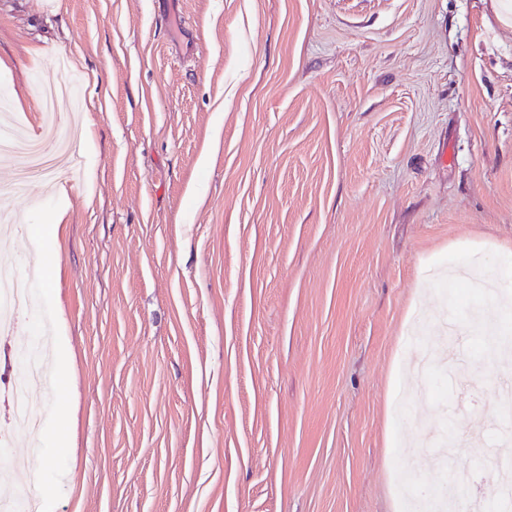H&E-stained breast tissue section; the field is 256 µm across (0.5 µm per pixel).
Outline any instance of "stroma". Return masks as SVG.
<instances>
[{
    "mask_svg": "<svg viewBox=\"0 0 512 512\" xmlns=\"http://www.w3.org/2000/svg\"><path fill=\"white\" fill-rule=\"evenodd\" d=\"M164 2L0 0L9 123L38 134L43 89L81 85L59 173L0 194L29 294L0 332L16 494L418 512L449 481L437 448L483 458L494 501L501 443L465 434L512 379L472 319L512 333V28L491 0ZM61 329L37 437L14 426L20 349ZM59 416L69 447L36 452Z\"/></svg>",
    "mask_w": 512,
    "mask_h": 512,
    "instance_id": "obj_1",
    "label": "stroma"
}]
</instances>
